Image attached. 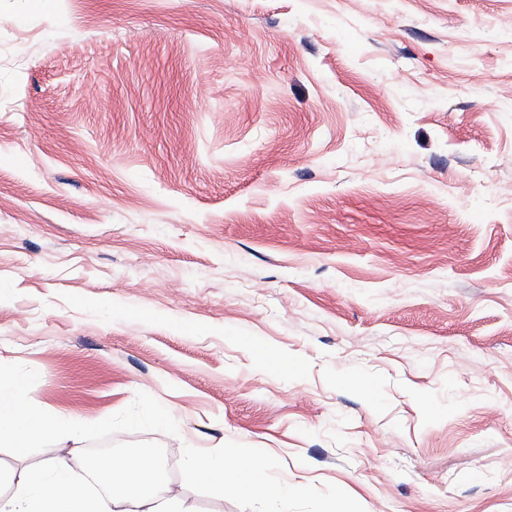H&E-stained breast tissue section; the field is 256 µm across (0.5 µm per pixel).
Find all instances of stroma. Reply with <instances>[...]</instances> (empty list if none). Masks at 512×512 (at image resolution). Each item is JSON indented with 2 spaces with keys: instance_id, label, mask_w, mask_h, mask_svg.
<instances>
[{
  "instance_id": "stroma-1",
  "label": "stroma",
  "mask_w": 512,
  "mask_h": 512,
  "mask_svg": "<svg viewBox=\"0 0 512 512\" xmlns=\"http://www.w3.org/2000/svg\"><path fill=\"white\" fill-rule=\"evenodd\" d=\"M0 378L97 422L6 470L512 512V0H0ZM193 469L206 482L226 483L248 498L274 499L293 491L288 485L271 484L261 465L244 448L218 446L206 461H195Z\"/></svg>"
}]
</instances>
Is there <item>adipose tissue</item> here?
<instances>
[{
    "label": "adipose tissue",
    "instance_id": "ef3b65f1",
    "mask_svg": "<svg viewBox=\"0 0 512 512\" xmlns=\"http://www.w3.org/2000/svg\"><path fill=\"white\" fill-rule=\"evenodd\" d=\"M88 425L85 419L63 420L30 410L23 384L0 381V446L26 448ZM85 466L80 456L51 453L39 465L12 471L7 491H0V512H186L176 493L156 484L157 462L151 455L98 460L94 473L104 486L98 494L72 478ZM193 469L206 482L228 484L248 498L274 499L289 491L271 484L261 465L241 448H216L206 461L194 462Z\"/></svg>",
    "mask_w": 512,
    "mask_h": 512
}]
</instances>
